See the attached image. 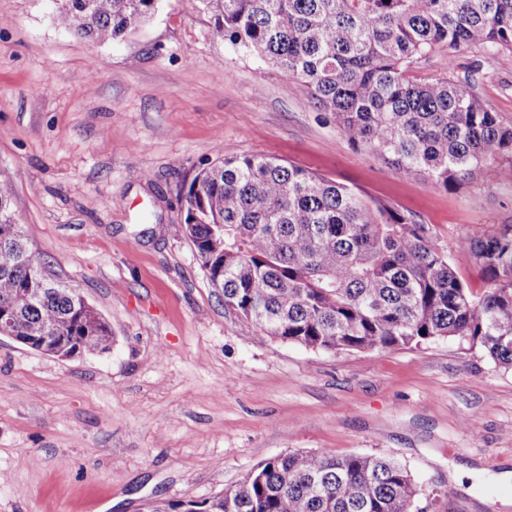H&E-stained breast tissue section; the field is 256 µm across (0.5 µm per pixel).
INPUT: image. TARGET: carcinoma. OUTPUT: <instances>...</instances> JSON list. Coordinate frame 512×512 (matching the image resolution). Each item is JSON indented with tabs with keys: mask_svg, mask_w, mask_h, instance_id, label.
I'll return each mask as SVG.
<instances>
[{
	"mask_svg": "<svg viewBox=\"0 0 512 512\" xmlns=\"http://www.w3.org/2000/svg\"><path fill=\"white\" fill-rule=\"evenodd\" d=\"M161 0H56L53 21L117 39ZM212 37L277 67L352 146L436 189L512 162L502 125L451 77L410 67L464 45L512 49V0H197ZM0 180V303L10 331L55 336L64 352L103 353L112 330L33 255ZM183 235L218 281L224 309L253 335L325 352L459 339L512 369V227L463 246L490 288L473 299L427 225L345 184L280 159L220 157L183 192ZM407 467L385 456L298 451L271 457L209 499L152 512H418Z\"/></svg>",
	"mask_w": 512,
	"mask_h": 512,
	"instance_id": "carcinoma-1",
	"label": "carcinoma"
}]
</instances>
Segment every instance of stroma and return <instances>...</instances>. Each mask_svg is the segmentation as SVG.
<instances>
[{
    "label": "stroma",
    "instance_id": "stroma-1",
    "mask_svg": "<svg viewBox=\"0 0 512 512\" xmlns=\"http://www.w3.org/2000/svg\"><path fill=\"white\" fill-rule=\"evenodd\" d=\"M51 0H0V178L35 258L111 325L61 360L0 336V512H137L202 500L289 451L406 464L428 512H512V369L456 339L324 352L252 335L180 230L219 155L277 158L428 224L473 296L463 240L512 226V164L454 190L354 148L273 66L163 0L117 42L57 28ZM512 126V51L419 59ZM452 496H445L446 488Z\"/></svg>",
    "mask_w": 512,
    "mask_h": 512
}]
</instances>
